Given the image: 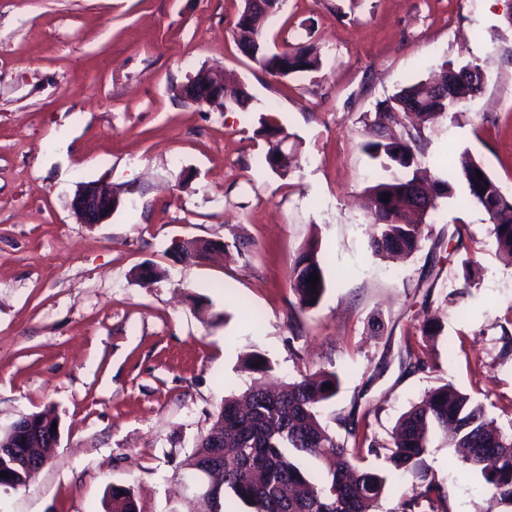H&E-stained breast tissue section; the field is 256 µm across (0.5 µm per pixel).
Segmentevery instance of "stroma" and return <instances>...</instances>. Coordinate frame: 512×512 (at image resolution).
Here are the masks:
<instances>
[{"label": "stroma", "instance_id": "35a3bbf8", "mask_svg": "<svg viewBox=\"0 0 512 512\" xmlns=\"http://www.w3.org/2000/svg\"><path fill=\"white\" fill-rule=\"evenodd\" d=\"M243 0H0V431L47 409L60 440L0 512H106L116 487L146 512H207L183 462L224 398L335 373L320 412L337 438L367 414L384 441L429 389L449 384L512 434V264L461 197L404 259L376 256L360 206L380 163L362 149L377 105L446 61L474 60L483 93L421 131L430 172L470 150L512 197V0H285L270 45L317 46L318 72L271 77L239 50ZM235 74L252 101L186 102L198 70ZM288 134L290 173L265 162L261 116ZM119 206L81 224L79 185ZM222 243L177 261L174 241ZM318 240L325 292L299 310L295 257ZM151 266L159 276H138ZM433 324L434 335L423 333ZM426 362L410 371L399 354ZM258 352L268 372L246 368ZM374 512L420 489L385 455ZM424 464L448 512H496L479 471L435 436Z\"/></svg>", "mask_w": 512, "mask_h": 512}]
</instances>
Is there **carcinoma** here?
Instances as JSON below:
<instances>
[{
	"mask_svg": "<svg viewBox=\"0 0 512 512\" xmlns=\"http://www.w3.org/2000/svg\"><path fill=\"white\" fill-rule=\"evenodd\" d=\"M283 0H271L268 11L249 25L252 37L239 40L241 52L274 78L288 79L316 72L322 65L311 44L271 50L262 30L263 21L279 11ZM485 71L475 61L458 65L444 63L432 80H420L403 87L381 102L379 112L368 124L363 150L380 160L388 176L365 190L368 223L376 227L370 247L376 255L406 254L419 249L422 227L401 221L415 201L410 186L419 178L420 140L413 136L394 137L389 125L399 119L433 122L455 117L457 109L481 93ZM251 96L236 87L224 91V101L216 107L245 110ZM482 177H477V173ZM461 183L465 194L488 216L490 233L497 252L512 263V199L507 198L484 167L468 151L461 152L455 171L444 179L434 177L436 195L425 218H433L440 201L455 194ZM389 195L385 201L381 195ZM320 247L311 242L293 262L292 289L299 309L313 308L325 292ZM319 274L316 287L308 282ZM331 388H325V385ZM339 381L335 374L317 371L284 384L276 392L264 388L227 397L216 413L208 432L201 437L187 469L200 473L207 465L220 471L215 498L217 512L243 505L241 512H372L382 497L388 477L362 465L364 455L386 451L394 469L413 472L422 490L400 502L401 512H448L446 495L435 478L423 467V456L436 429H451L462 461L480 469L491 497L512 512V435L490 430L483 404L451 386L428 391L398 420L391 441L381 444L361 429L370 411L362 417L351 414L341 419L351 440L330 434L320 420L319 405L336 396ZM329 456L334 467L315 478L302 466L307 457ZM0 484L16 488L24 485L16 472L13 457L0 454ZM112 512H144L131 487L112 489Z\"/></svg>",
	"mask_w": 512,
	"mask_h": 512,
	"instance_id": "carcinoma-1",
	"label": "carcinoma"
}]
</instances>
